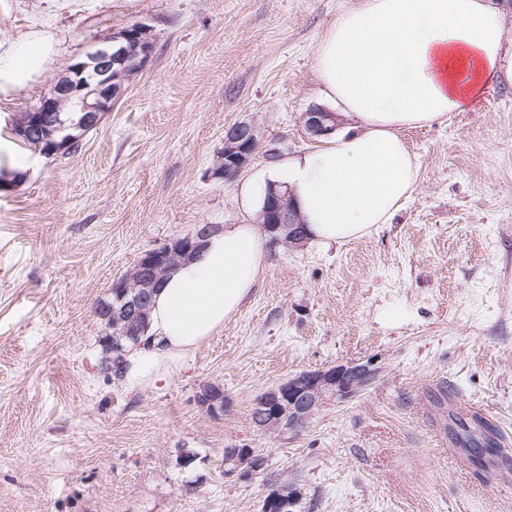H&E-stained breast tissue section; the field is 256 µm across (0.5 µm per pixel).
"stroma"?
<instances>
[{
  "label": "stroma",
  "instance_id": "1",
  "mask_svg": "<svg viewBox=\"0 0 512 512\" xmlns=\"http://www.w3.org/2000/svg\"><path fill=\"white\" fill-rule=\"evenodd\" d=\"M19 29L61 41L51 69L0 104V138L66 66L128 24L149 65L82 148L36 157L0 192V512H262L294 482L297 512H512V82L404 137L420 177L391 223L329 247H268L263 281L170 383L130 392L99 371L97 302L139 256L200 224H254L237 187L267 152L320 145L318 42L356 0H7ZM264 139L238 175L215 172L224 128ZM363 393L298 432L251 419L258 396L347 362ZM224 391L223 411L197 400ZM480 415L501 432L484 466L452 436ZM252 448L262 473L227 472ZM195 455L180 463L181 449ZM338 115L321 108H311L302 115V122L306 131L314 137H322L335 130Z\"/></svg>",
  "mask_w": 512,
  "mask_h": 512
}]
</instances>
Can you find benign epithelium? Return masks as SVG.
I'll return each mask as SVG.
<instances>
[{"label":"benign epithelium","instance_id":"7a95c632","mask_svg":"<svg viewBox=\"0 0 512 512\" xmlns=\"http://www.w3.org/2000/svg\"><path fill=\"white\" fill-rule=\"evenodd\" d=\"M153 28L144 21L124 27L117 35L99 43L84 59L71 64L67 74L59 77L34 108L36 112H62L63 105L83 114L75 126L81 130L96 127L103 115L112 109V103L126 91V74L143 70L151 60L155 38ZM338 115L321 108H311L302 115L306 131L314 137H322L335 130ZM64 129V125L52 128L45 119L38 118L31 124H21L13 133L21 139H34ZM263 139L260 129L250 120L238 121L224 129V152L220 156L218 171L231 177L250 160ZM259 223L282 233V239L290 247L304 243L302 222L290 201L283 196L272 195L265 199L259 212ZM220 230L214 224L196 227L193 233L174 237L150 249L137 259L132 269L113 284L118 305L109 307L100 320V343L111 344L112 318L135 317L141 306L158 284L159 270L171 258L187 260L204 244L213 232ZM378 370L371 362H351L324 371L304 372L268 392L259 418L266 411L271 415L288 414V429L296 430L322 407L331 402H343L369 388L376 380Z\"/></svg>","mask_w":512,"mask_h":512}]
</instances>
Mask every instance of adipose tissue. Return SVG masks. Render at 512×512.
I'll return each instance as SVG.
<instances>
[{
    "mask_svg": "<svg viewBox=\"0 0 512 512\" xmlns=\"http://www.w3.org/2000/svg\"><path fill=\"white\" fill-rule=\"evenodd\" d=\"M57 55L49 31L0 29V101L39 82ZM313 68L353 129L245 180L238 196L250 208L268 187H280L309 239L328 247L390 223L420 173L403 131L443 122L496 80L512 81V50L493 0H358L318 42ZM267 261V239L256 225L211 235L157 288L149 330L127 349L123 387L153 388L178 374L251 296Z\"/></svg>",
    "mask_w": 512,
    "mask_h": 512,
    "instance_id": "ef3b65f1",
    "label": "adipose tissue"
}]
</instances>
